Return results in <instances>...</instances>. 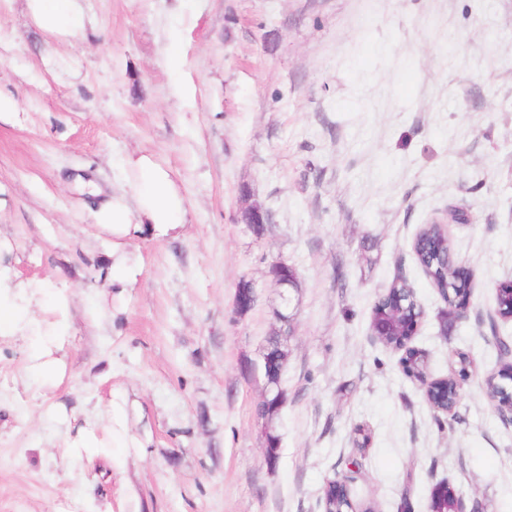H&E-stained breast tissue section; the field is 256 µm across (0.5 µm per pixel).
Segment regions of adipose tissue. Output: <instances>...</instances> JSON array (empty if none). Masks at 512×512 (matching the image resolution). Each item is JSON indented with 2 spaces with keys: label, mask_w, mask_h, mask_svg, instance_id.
<instances>
[{
  "label": "adipose tissue",
  "mask_w": 512,
  "mask_h": 512,
  "mask_svg": "<svg viewBox=\"0 0 512 512\" xmlns=\"http://www.w3.org/2000/svg\"><path fill=\"white\" fill-rule=\"evenodd\" d=\"M36 24L55 37L82 36L85 14L79 0H28ZM117 167L133 192L116 193L97 214L100 229L112 237L110 267L121 280L136 277L126 242L141 235L166 236L185 223L184 199L168 172L148 156L127 154ZM68 294H51L44 279H17L6 253L0 252V340L21 343L36 380L61 379L65 363L58 353L71 320Z\"/></svg>",
  "instance_id": "ef3b65f1"
}]
</instances>
